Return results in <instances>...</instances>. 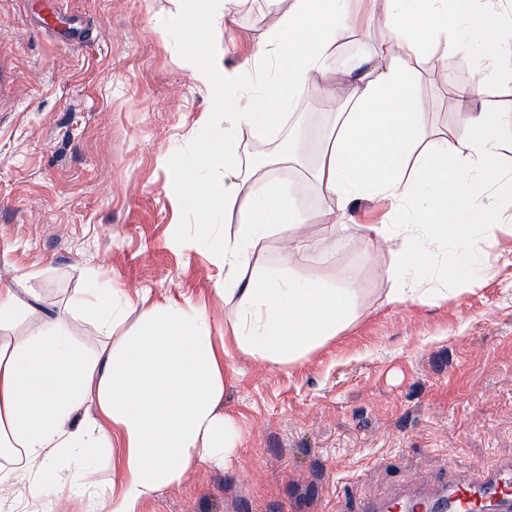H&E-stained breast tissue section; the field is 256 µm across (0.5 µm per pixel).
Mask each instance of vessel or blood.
<instances>
[{
  "mask_svg": "<svg viewBox=\"0 0 512 512\" xmlns=\"http://www.w3.org/2000/svg\"><path fill=\"white\" fill-rule=\"evenodd\" d=\"M363 512H512V462L470 482L450 477L434 492L419 486L402 499L366 503Z\"/></svg>",
  "mask_w": 512,
  "mask_h": 512,
  "instance_id": "1",
  "label": "vessel or blood"
}]
</instances>
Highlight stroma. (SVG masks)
<instances>
[{
	"mask_svg": "<svg viewBox=\"0 0 512 512\" xmlns=\"http://www.w3.org/2000/svg\"><path fill=\"white\" fill-rule=\"evenodd\" d=\"M292 0H234L232 32L216 22L215 54L238 67L261 42L269 12ZM177 0H0V289L23 312L0 328V343L63 331L94 354L102 341L81 298L85 288L120 289L130 300L125 329L144 306L167 298L205 300L213 335L236 310L215 288L224 279L211 237H234L240 218L211 216L202 228L173 184L196 143L224 129V115L195 77ZM384 0H349L332 69L370 59L384 34ZM481 58L448 53L426 39L405 66L430 107L425 142L459 125L453 89ZM323 88L309 86L274 127L241 126L239 163L260 171L312 213L309 248L290 268L301 282L355 279V318L303 359L272 365L237 348L225 357L224 413L233 423L225 465L199 464L145 512H359L409 491L436 488L445 474L474 480L512 460V234L485 249L467 289L427 303L390 304L386 240L361 243L360 224L378 207L354 204L343 233L325 222L331 202L308 178L333 122ZM300 138L299 162L281 146ZM193 247H173L174 237ZM112 455L82 476L83 492L42 474L45 492L0 487V512H88V491L107 487Z\"/></svg>",
	"mask_w": 512,
	"mask_h": 512,
	"instance_id": "obj_1",
	"label": "stroma"
}]
</instances>
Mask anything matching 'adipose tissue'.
Wrapping results in <instances>:
<instances>
[{
    "label": "adipose tissue",
    "instance_id": "adipose-tissue-1",
    "mask_svg": "<svg viewBox=\"0 0 512 512\" xmlns=\"http://www.w3.org/2000/svg\"><path fill=\"white\" fill-rule=\"evenodd\" d=\"M385 2V46L352 75V106L338 113L314 177L335 205L333 229L347 227L351 205L363 198L412 215L409 224L364 225L363 241L387 239L397 248L398 260L385 269L388 303H422L442 297L444 284L465 288L502 229L498 198L512 195V171L498 149L502 115L482 99L491 83L512 82V67L500 61L504 20L495 0ZM347 4L293 0L233 70L210 52L223 0H181L175 17L188 36L197 79L223 99L224 136L199 140L192 168L179 173L173 189L193 199L201 218L219 210L244 214L236 237L216 248L224 267L217 291L239 297L231 322L238 348L273 365L303 358L347 326L356 283L326 288L268 275L242 278L252 243L267 233H282L285 259L295 260L309 216L272 182L240 173L236 130L277 123L311 82L329 73ZM426 32L442 38L448 52L472 48L484 58L456 89L464 117L435 152L421 146L418 115L426 103L413 94L404 66L420 55ZM219 160L223 182L203 184L199 170ZM435 249L452 256L440 262L435 280L411 277L404 256L424 260ZM82 303L105 337L94 357L61 333L0 347V456L18 463L0 474V485L59 470L75 488L99 450L111 448L118 478L99 493L98 512H142L199 463L223 460L232 444V422L221 409L225 343L213 336L206 305L189 298L145 307L125 334L120 291L105 296L91 289ZM90 399L94 414L80 416Z\"/></svg>",
    "mask_w": 512,
    "mask_h": 512
}]
</instances>
